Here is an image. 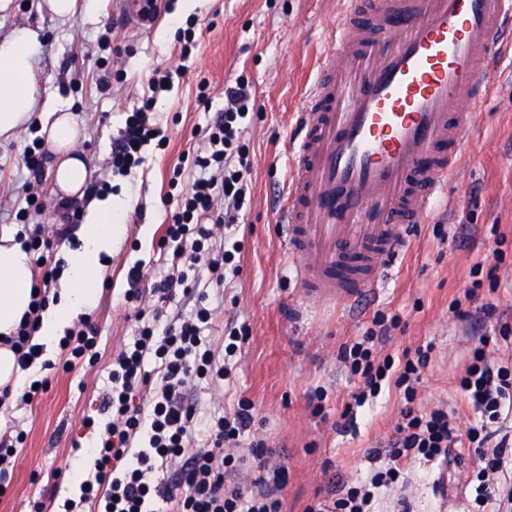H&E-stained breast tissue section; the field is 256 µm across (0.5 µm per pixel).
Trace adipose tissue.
Returning <instances> with one entry per match:
<instances>
[{"mask_svg": "<svg viewBox=\"0 0 512 512\" xmlns=\"http://www.w3.org/2000/svg\"><path fill=\"white\" fill-rule=\"evenodd\" d=\"M38 36L26 30L0 39V138L11 139L35 112L45 114L39 135L52 154V182L60 199L85 198L87 166L79 154L82 130L69 105L40 101L35 81ZM86 213L61 277L60 299L41 314L37 343L58 339L71 320L88 312L113 245L124 234L130 204L105 196L86 200ZM33 285L30 256L12 233H0V337L14 332L29 309Z\"/></svg>", "mask_w": 512, "mask_h": 512, "instance_id": "obj_1", "label": "adipose tissue"}]
</instances>
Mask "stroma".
<instances>
[{
  "instance_id": "stroma-1",
  "label": "stroma",
  "mask_w": 512,
  "mask_h": 512,
  "mask_svg": "<svg viewBox=\"0 0 512 512\" xmlns=\"http://www.w3.org/2000/svg\"><path fill=\"white\" fill-rule=\"evenodd\" d=\"M341 9V0H196L191 9L183 0H173L171 11L135 26L121 24L115 0H104L95 22L56 19L45 11L43 0H10L8 10L0 12L1 37L21 30L38 32L39 94L68 101L82 123V148L93 170L90 186L109 182L113 194L131 204L126 232L112 251L89 313L99 334L97 364L79 363L68 371L57 367L49 372L43 395L32 404L13 406L8 417L0 418V434H26L11 460V486L0 497V512H34L38 503L51 512L52 495L77 493L81 475L92 470L95 457L89 447L95 436L83 429L82 421L95 414L112 358L133 334L134 310L122 301L127 271L139 260L161 266L158 240L176 206L170 185L173 169L187 152L204 150L194 130L223 108L225 85L240 75L252 83L256 96L245 130L252 164L250 201L240 272L224 288L210 339L221 345L224 325L233 319L246 323L249 334L229 385L197 387L200 416L250 399L258 433L279 450L288 469L283 510L303 512L316 494L359 475L366 466V448L390 434L399 415L400 396L392 390L359 411L356 429H336L356 386L340 357L341 347L362 336L379 312L401 318L387 338L388 351L433 343L421 387L424 402L465 410L456 391L460 365L473 337L493 336L495 326L480 315L461 322L448 312L451 301L471 285L475 263L498 278L496 290H481V298L512 315V248L505 260L495 261L490 233L495 227L512 240V69L495 80L486 102L475 111L447 199L409 226L411 248L389 261L380 286L347 305L302 302L288 270L280 215L291 150L299 135L298 114ZM191 16L203 31L184 63L176 32ZM183 63L188 69L181 75L177 69ZM157 67L174 72L155 116L168 145L148 148L142 169L134 174H114L112 141L128 113L140 106L145 80ZM115 68L122 70V80L102 87L100 76ZM200 75L210 83L207 111L196 101ZM31 141L25 129L11 141H0V232H17L25 222L51 231L62 225L79 227L80 218L58 209L47 174L39 185L43 209L27 211L26 220H17V212L26 210L30 178L22 155ZM317 388L327 394L320 415L309 404ZM433 479L426 466L410 464L407 484L390 493L380 512H396L402 501L407 512H459L462 488L448 482L446 495L440 496L432 490Z\"/></svg>"
}]
</instances>
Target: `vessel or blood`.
Segmentation results:
<instances>
[{
  "mask_svg": "<svg viewBox=\"0 0 512 512\" xmlns=\"http://www.w3.org/2000/svg\"><path fill=\"white\" fill-rule=\"evenodd\" d=\"M299 114L284 249L306 298L378 287L447 196L470 109L512 60V0H343Z\"/></svg>",
  "mask_w": 512,
  "mask_h": 512,
  "instance_id": "b4317fda",
  "label": "vessel or blood"
}]
</instances>
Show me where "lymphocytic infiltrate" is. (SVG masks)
<instances>
[{
	"label": "lymphocytic infiltrate",
	"mask_w": 512,
	"mask_h": 512,
	"mask_svg": "<svg viewBox=\"0 0 512 512\" xmlns=\"http://www.w3.org/2000/svg\"><path fill=\"white\" fill-rule=\"evenodd\" d=\"M171 74L153 70L141 104L125 120L112 146V169L127 175L143 162L146 146L166 141L150 120L157 97ZM224 108L203 130L205 153L195 155V175L178 194L165 225L162 247L167 259L162 271L146 276L142 263L127 272L129 283H146L142 292H126L125 301L154 298L152 311H138L131 341L112 358L111 386L100 404L99 418L85 426L100 429L94 448L95 468L66 498L62 512H282L287 468L265 440L252 438L253 405L238 400L230 412L214 413L203 422L207 446L197 444V407L190 394L199 384L216 387L231 378L229 362L246 340L245 326H224V346L216 348L208 332L212 291L238 274L242 243L237 238L246 205L251 159L243 140L247 117L255 105L252 85L236 77L224 89ZM36 256L40 281L13 335L4 343L21 369H30L43 354L32 336L46 308L58 269L49 252L53 243L44 225L30 229L23 240ZM195 301L186 316L165 318L163 304ZM398 318L375 320L361 339L344 346V359L360 385L353 404L342 414L340 430L353 429L355 410L376 398L387 385L402 395L400 417L386 440L368 449L366 474L350 484L315 497L304 512H375L373 504L384 489L402 483L401 461L420 460L440 472L459 471L463 459L478 454L481 465L465 482L473 494L472 512H512V357H497L487 337L471 347L458 377L461 393L475 420L462 424L455 410L421 407L418 385L432 361L431 347L404 349L401 355L378 354ZM97 331L88 318L60 343L64 368L95 364ZM247 454H239V447ZM171 467L169 476L159 467Z\"/></svg>",
	"instance_id": "lymphocytic-infiltrate-1"
}]
</instances>
